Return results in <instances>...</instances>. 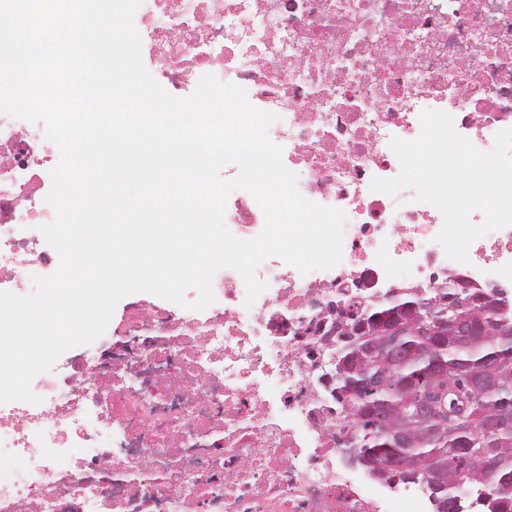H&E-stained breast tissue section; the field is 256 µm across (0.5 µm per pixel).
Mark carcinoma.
<instances>
[{
  "instance_id": "obj_1",
  "label": "carcinoma",
  "mask_w": 512,
  "mask_h": 512,
  "mask_svg": "<svg viewBox=\"0 0 512 512\" xmlns=\"http://www.w3.org/2000/svg\"><path fill=\"white\" fill-rule=\"evenodd\" d=\"M483 289L461 282L452 287L434 288L424 295L408 289L391 302L373 305L366 314L365 336L340 346L336 365L357 368L351 375L357 385L351 397L349 413L358 427L353 446L355 458L372 469L376 463L413 453L427 468H436L452 485L465 480L483 485V457H496L500 464L491 476L495 490L482 493L485 512H512V434L485 431L486 419L512 415V338L499 334V321L512 324V305L506 314L484 310L479 302ZM433 304L438 318L465 315L482 326L483 335L421 336L419 316ZM393 318L407 324L400 336H387L384 327ZM447 373H470L488 376L494 383L490 394L478 396L472 418L461 426L430 432V426L413 413L419 397L432 387L431 375L441 367ZM387 421L386 430L374 429L375 417ZM411 440L403 447L398 436Z\"/></svg>"
}]
</instances>
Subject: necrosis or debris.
Wrapping results in <instances>:
<instances>
[{
	"mask_svg": "<svg viewBox=\"0 0 512 512\" xmlns=\"http://www.w3.org/2000/svg\"><path fill=\"white\" fill-rule=\"evenodd\" d=\"M141 56L173 96L201 76L245 89L275 114L306 199L340 209L342 260L301 273L271 257L265 290L220 269L215 301L132 304L89 345L31 381L39 403L0 404V512H433L423 488L396 492L350 468L357 428L330 392L336 320L389 288H427L446 258L442 213L405 188L372 191L442 110L482 152L512 128V0H141ZM56 145L42 124L0 114V291L33 292L60 267L40 228ZM224 223L251 240L265 226L252 195ZM455 271L512 281V225L469 247Z\"/></svg>",
	"mask_w": 512,
	"mask_h": 512,
	"instance_id": "4bbe7bcc",
	"label": "necrosis or debris"
}]
</instances>
